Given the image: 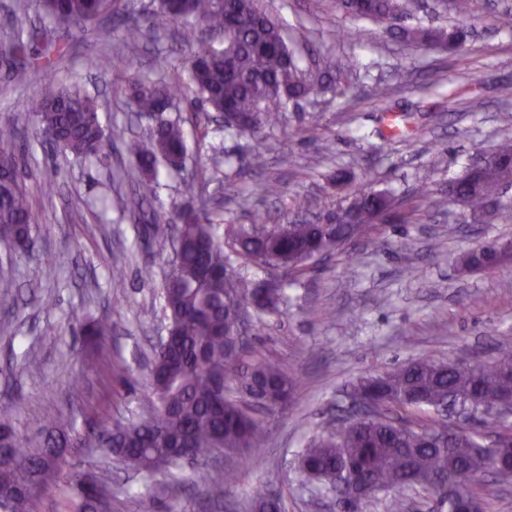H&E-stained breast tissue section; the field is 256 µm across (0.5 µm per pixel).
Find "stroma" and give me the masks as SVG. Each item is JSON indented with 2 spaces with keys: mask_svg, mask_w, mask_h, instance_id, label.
I'll list each match as a JSON object with an SVG mask.
<instances>
[{
  "mask_svg": "<svg viewBox=\"0 0 512 512\" xmlns=\"http://www.w3.org/2000/svg\"><path fill=\"white\" fill-rule=\"evenodd\" d=\"M265 3L287 35L305 32L296 54L303 68L323 76L324 88L289 107L260 144L224 133L190 94L178 95L186 171L203 170V193L220 200L228 224L250 223L256 211L277 224L310 220L369 189L393 195L396 208L349 247L311 261L288 286L280 314L246 309L253 345L292 365L300 379L288 405L266 421L260 452L215 454V465L238 466L236 485L176 486L164 474H139L116 460L101 464L98 449L72 447L32 512H70L89 471L112 489L109 512H244L259 487L280 495L287 512H329L332 494L306 482L298 455L335 429L361 378L423 357L487 361L496 348L512 347V263L464 272L454 262L477 243L512 236V220L470 224L444 199L449 181L473 157L512 137V25L501 23L512 15V0H471L459 51L422 50L396 28L369 21L363 39H350L352 20L336 0ZM97 30L94 23L80 31L53 23L34 0H0V128L22 132L13 150L39 216L36 253L19 254L0 238V272L13 282L0 300V411L12 415L22 436L46 420L76 417L85 434L103 422L152 413L147 385L153 348L168 324L162 291L172 242L145 228L153 211L182 206L178 174L161 179L153 202L109 211L103 223L88 201L132 193V181L112 179L129 165L121 145L90 163L70 161L53 198L35 191L55 160L27 112L45 76L84 86L106 128L151 143L153 123L128 111L123 87L130 76L159 75L156 48H106ZM19 37L24 50L11 52ZM51 43L67 45V56L49 62ZM101 55L111 59L108 70L90 65ZM20 73L25 83L17 82ZM267 180L278 182L279 196L261 192ZM423 185L429 197L418 195ZM375 238L385 248H372ZM406 241L411 249H403ZM105 314L115 328L98 346L84 323ZM49 329L52 345L43 341Z\"/></svg>",
  "mask_w": 512,
  "mask_h": 512,
  "instance_id": "1",
  "label": "stroma"
}]
</instances>
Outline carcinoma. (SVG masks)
Masks as SVG:
<instances>
[{"instance_id": "obj_1", "label": "carcinoma", "mask_w": 512, "mask_h": 512, "mask_svg": "<svg viewBox=\"0 0 512 512\" xmlns=\"http://www.w3.org/2000/svg\"><path fill=\"white\" fill-rule=\"evenodd\" d=\"M341 9L356 20L394 21L406 15L412 0H339ZM41 13L56 23L82 28L110 15L121 22L99 29L107 46L119 40L134 45L144 35L166 32L179 25L194 36L202 25L224 43H201L185 58H168L163 76L133 79L130 97L134 111H158L167 99L185 89L196 94L206 111L232 108L224 129L237 132L232 117L258 115L261 130L280 125L288 104L316 95L320 80L303 69L289 46L283 27L261 0H159L142 20L126 23L129 4L116 0H37ZM459 25L443 29L409 27L400 35L416 46H435L464 40L470 0H449ZM42 141L65 159L98 157L118 132L105 130L93 99L76 87H60L45 80L28 102ZM137 171L131 201L115 199L119 208L144 203L155 195L158 167L168 153L185 148V133L177 120L164 119L153 132L151 147L136 138L124 140ZM492 154L499 164L474 179L459 178L451 192L476 224L512 219V206L494 200L503 186L512 184V139L497 144ZM0 231L23 252L36 246V215L19 180L14 152L0 150ZM183 207L174 215L153 213V228L175 231L181 243L176 274L163 290L174 350L154 351L149 392L154 412L148 419L102 426L95 443L129 467L153 474L182 462L181 456L205 461L214 449L262 448L266 443L263 419L288 399L294 374L281 362L256 351L247 340L235 341L237 314L248 306L266 314L279 312L286 286L296 282L309 262L357 239L376 215L392 208L385 192L356 195L346 206L354 224H269L256 212L250 224L220 226L203 214L208 201L196 177L183 179ZM241 265H268L281 271L270 288H247L224 280V271ZM354 392L377 405L366 417L352 416L326 436L311 441L300 455L301 473L313 481L332 482L340 471L362 481L373 493L391 495L387 512H406L407 489H433L445 468L460 465L468 472L463 488L480 500L493 495L484 477L493 472L495 448L466 428L452 427L428 416L434 405L450 395L468 402L478 413L497 408L512 397V348L502 347L490 364L477 360L448 363L422 358L392 367L362 380ZM78 432H56L40 424L29 437H21L11 420L0 416V512H30L39 489L59 469L57 449L69 446ZM238 470L218 469L204 477L207 485L222 489L234 485ZM86 499H106L112 490L94 472L83 479ZM270 492L254 491L249 512H284L283 501L269 502Z\"/></svg>"}]
</instances>
